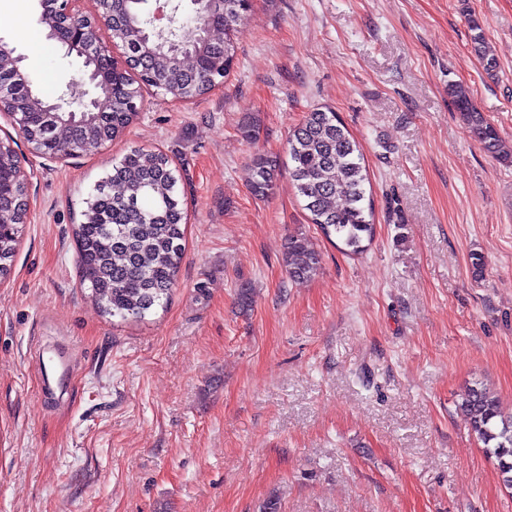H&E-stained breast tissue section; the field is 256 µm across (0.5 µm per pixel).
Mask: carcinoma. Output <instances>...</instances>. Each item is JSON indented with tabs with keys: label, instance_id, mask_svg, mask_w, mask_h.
I'll return each instance as SVG.
<instances>
[{
	"label": "carcinoma",
	"instance_id": "cac0c4a2",
	"mask_svg": "<svg viewBox=\"0 0 512 512\" xmlns=\"http://www.w3.org/2000/svg\"><path fill=\"white\" fill-rule=\"evenodd\" d=\"M147 0H115L113 14L123 24L124 42L137 41L135 27L149 19L141 5ZM222 41L201 36L202 16L186 25L193 36L172 51L157 41L141 52L144 65L132 67L123 83L126 96L140 100L141 88L153 87L173 97H201L229 74L235 59L233 27L250 8V0H223ZM472 49L486 70L497 60L486 46L480 22L469 20ZM448 95L485 151L504 161L505 150L496 126L473 105L461 84L448 85ZM137 116L126 102H112V119L105 112H40L26 131L34 148L51 145L58 154H91L120 137ZM360 144L332 111L306 113L288 139V172L296 196L311 223L350 255L364 251L373 234V207L366 197L367 182ZM250 193L265 199L274 193L278 169L267 155L250 159ZM181 174L167 154L134 149L112 163L85 199L84 220L74 227L77 263L82 285L91 290L101 311L123 321H143L165 307L177 281L184 253L185 214L180 196ZM26 182L10 143L0 150V278L11 273L23 216L19 201ZM288 276L310 280L321 268V255L300 234H290L284 246ZM470 430L495 462L505 487L512 489V412L478 383L467 387L457 401Z\"/></svg>",
	"mask_w": 512,
	"mask_h": 512
}]
</instances>
